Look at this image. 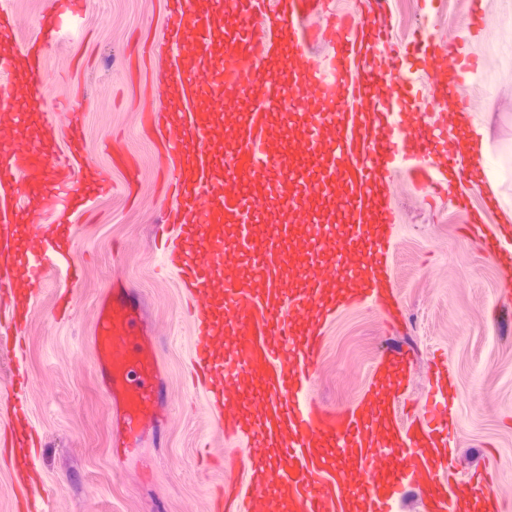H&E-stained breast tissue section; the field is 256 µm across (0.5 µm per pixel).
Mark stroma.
Returning <instances> with one entry per match:
<instances>
[{
    "label": "stroma",
    "mask_w": 512,
    "mask_h": 512,
    "mask_svg": "<svg viewBox=\"0 0 512 512\" xmlns=\"http://www.w3.org/2000/svg\"><path fill=\"white\" fill-rule=\"evenodd\" d=\"M44 9L45 0H0L20 41L34 36ZM386 9L392 42L424 29L453 36L478 61L461 93L488 138L494 174L467 186L464 198L430 205L407 173L388 176L398 224L387 270L402 318L389 328L368 302L339 311L325 329L313 394L332 408L351 406L368 390L380 355L406 350L401 403L416 414L433 359L444 361L455 470L464 477L491 467L500 500L512 506V306L499 304L504 281L482 247L498 231L503 210L512 209V0H487L481 10L471 0L432 6L387 0ZM165 16L164 0H84L76 22L59 30L46 54L50 81L34 92L22 85L13 90L18 105L40 99L62 149L69 113H82L85 170L109 177L113 186L71 223L72 260L83 270L73 309L54 318L66 274L52 272L26 328L28 415L44 438L35 465L53 493L52 512H208L210 488L223 482L238 457L216 434L203 395L186 386L191 321L179 279L165 268L151 236L168 200L140 111L144 98L157 93L145 71L129 70L127 56L160 33ZM115 137L138 162L133 201L123 172L112 166L108 144ZM117 276L142 298L173 404L159 446L145 452L153 466L148 480L112 459L110 415L93 356L97 304Z\"/></svg>",
    "instance_id": "obj_1"
}]
</instances>
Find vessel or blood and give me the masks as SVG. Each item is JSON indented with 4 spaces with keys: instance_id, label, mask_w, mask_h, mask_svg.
<instances>
[{
    "instance_id": "vessel-or-blood-1",
    "label": "vessel or blood",
    "mask_w": 512,
    "mask_h": 512,
    "mask_svg": "<svg viewBox=\"0 0 512 512\" xmlns=\"http://www.w3.org/2000/svg\"><path fill=\"white\" fill-rule=\"evenodd\" d=\"M359 16L337 17L332 0H167L166 23L132 67L175 52L157 88L175 105L145 107L141 126L155 138L173 201L154 233L163 262L188 299L193 336L191 378L207 397L214 428L236 440L241 465L210 495V512H395L397 494L423 487L431 512H460L475 496L482 512H501L491 481L453 482L440 430L448 423V373L436 370L421 418H400L404 360L382 358L377 380L356 404L331 409L312 395L324 329L336 313L379 299L396 214L386 178L410 163L430 198L447 196V178L431 179L432 159L458 165L463 145L448 134V115L419 124L404 106L412 66L447 72L446 100L476 68L444 38L419 36L410 63L386 32L381 0H361ZM79 0H48L51 25L71 20ZM324 27L313 29L310 18ZM194 30L185 41L186 30ZM332 47L318 57L316 40ZM11 83L39 87L50 78L28 50L0 57ZM236 115L228 135L216 116ZM31 114L0 129V350L20 343L30 301L47 275L70 267L69 209L111 191L99 177L82 185V128L69 126V147L42 122V144L23 136ZM115 164L134 196L139 167L116 149ZM270 176L276 209L252 180ZM68 210L41 220L59 196ZM505 234L485 243L512 268ZM96 363L112 413V456L141 462L149 436L168 414L167 389L144 309L112 286L95 324ZM26 379L14 373L0 412L21 468L15 494L34 505L44 487L28 468L33 429L18 422Z\"/></svg>"
}]
</instances>
